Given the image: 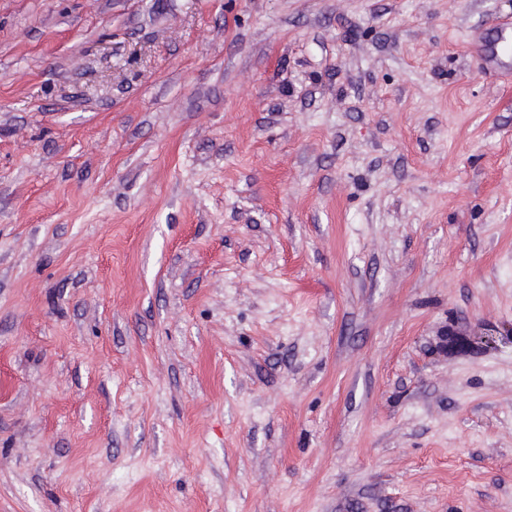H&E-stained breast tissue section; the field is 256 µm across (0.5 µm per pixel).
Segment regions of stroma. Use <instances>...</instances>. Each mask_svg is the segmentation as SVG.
<instances>
[{
    "label": "stroma",
    "instance_id": "1",
    "mask_svg": "<svg viewBox=\"0 0 512 512\" xmlns=\"http://www.w3.org/2000/svg\"><path fill=\"white\" fill-rule=\"evenodd\" d=\"M512 0H0V512H512ZM495 37L493 39L491 47H489L483 54L484 61L493 65L494 67L506 72L507 74L512 73V57L511 62L504 60L500 57H508L511 54L507 52V49H512V25L501 24L493 28Z\"/></svg>",
    "mask_w": 512,
    "mask_h": 512
}]
</instances>
